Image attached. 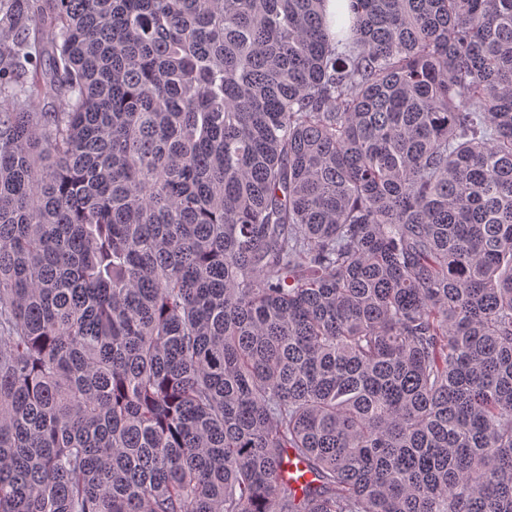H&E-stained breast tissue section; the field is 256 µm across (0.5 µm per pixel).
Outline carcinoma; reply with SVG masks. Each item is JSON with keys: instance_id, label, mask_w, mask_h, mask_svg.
<instances>
[{"instance_id": "carcinoma-1", "label": "carcinoma", "mask_w": 512, "mask_h": 512, "mask_svg": "<svg viewBox=\"0 0 512 512\" xmlns=\"http://www.w3.org/2000/svg\"><path fill=\"white\" fill-rule=\"evenodd\" d=\"M325 2L0 0V512H512V0Z\"/></svg>"}]
</instances>
